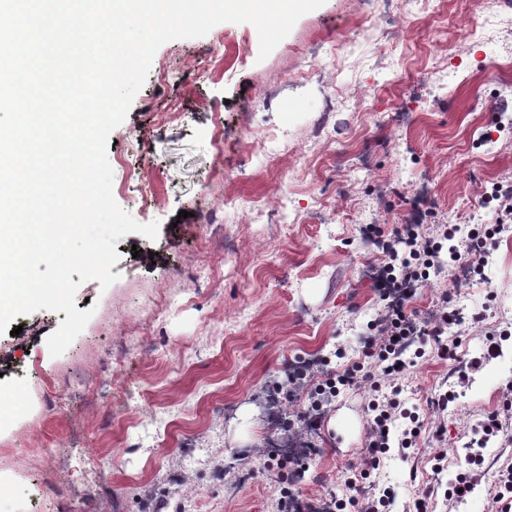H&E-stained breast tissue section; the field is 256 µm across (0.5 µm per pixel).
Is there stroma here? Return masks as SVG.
<instances>
[{
  "mask_svg": "<svg viewBox=\"0 0 512 512\" xmlns=\"http://www.w3.org/2000/svg\"><path fill=\"white\" fill-rule=\"evenodd\" d=\"M248 23H221L156 51L144 86L111 133L107 158L116 202L156 239H119L116 281L83 283L91 311L60 356L47 337L65 312L17 316L0 335V512H59L44 477L68 481V512H102L95 482L71 440L110 467L123 512L151 499L169 512H276V472L265 454L282 422L308 446L295 498L313 505L346 494L370 426L368 384L322 411L317 439L300 420L311 380L360 361L386 305L368 269L404 225L495 223L484 194L512 181V15L495 0H407L387 18L380 0H326L294 25L266 59ZM187 218H180V211ZM485 278L457 284L449 267L420 288L410 309L426 321L452 297L460 358L479 355L493 331L512 334V234L489 243ZM219 277L206 286L200 274ZM485 313L482 323L471 312ZM434 344L400 379L404 408L429 421L426 399L451 377ZM90 374L109 392L69 403L67 383ZM61 385L60 410L44 380ZM512 369L491 360L459 389L445 423L447 461L436 445L391 454L365 485L395 493L412 512L469 454L466 435L503 405ZM57 448L33 455L44 436ZM480 483L463 502L433 497L434 512H488L487 489L512 465V426L484 448ZM247 483H240L242 471Z\"/></svg>",
  "mask_w": 512,
  "mask_h": 512,
  "instance_id": "obj_1",
  "label": "stroma"
}]
</instances>
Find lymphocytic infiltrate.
I'll return each instance as SVG.
<instances>
[{"mask_svg":"<svg viewBox=\"0 0 512 512\" xmlns=\"http://www.w3.org/2000/svg\"><path fill=\"white\" fill-rule=\"evenodd\" d=\"M458 232L457 225L438 224L431 233H423L420 225L409 224L402 236L406 249L404 252L390 251L389 260L384 267L383 276L377 286L381 292H393L397 301L389 305L379 323L377 336L371 337L363 352V359L344 369L341 374L317 384V392L338 393L340 387L351 386L358 380H372L371 371L366 370V362H374L382 368V377L386 380L390 392L383 398L373 400L371 410L373 418L367 436L363 466L358 473L349 477L347 484L355 494L348 499L335 502L336 512H347L348 507H355L356 512H386L393 493L384 490L382 495L358 494L357 489L362 480L367 479L371 471L379 468L381 459L391 448L398 446L405 451L418 444L421 425L418 420H406L404 411L400 410L397 396L400 392L397 380L404 372L409 339L418 333H426L438 339L439 355L450 361L460 360L457 349L458 341L444 342L443 337L450 324L457 322L459 314L448 300H441L437 305L434 320L426 329H418L412 312L406 310V303L416 295L422 283L431 274L440 273L444 261H466L474 274H482L489 259L487 234L473 230L468 234L469 242L465 252H458L452 242ZM499 345L495 339H488L486 348L479 356L460 360L464 366L456 372V388L466 387L471 381L472 373L478 372L485 363L496 359Z\"/></svg>","mask_w":512,"mask_h":512,"instance_id":"lymphocytic-infiltrate-1","label":"lymphocytic infiltrate"}]
</instances>
